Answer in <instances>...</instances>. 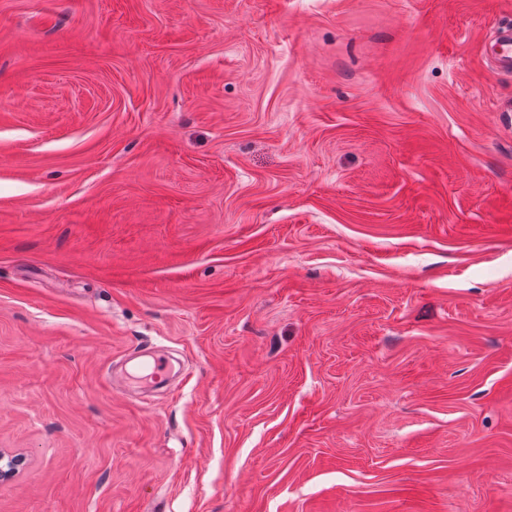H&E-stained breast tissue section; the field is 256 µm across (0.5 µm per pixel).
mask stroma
<instances>
[{
  "mask_svg": "<svg viewBox=\"0 0 512 512\" xmlns=\"http://www.w3.org/2000/svg\"><path fill=\"white\" fill-rule=\"evenodd\" d=\"M505 27L0 0V512H512ZM493 42L492 64L500 71L512 73V29L499 33ZM170 364L168 360L162 356H154L140 362L139 369L145 370L147 374L137 377L139 380L148 381L151 385H161L165 382Z\"/></svg>",
  "mask_w": 512,
  "mask_h": 512,
  "instance_id": "35a3bbf8",
  "label": "stroma"
}]
</instances>
